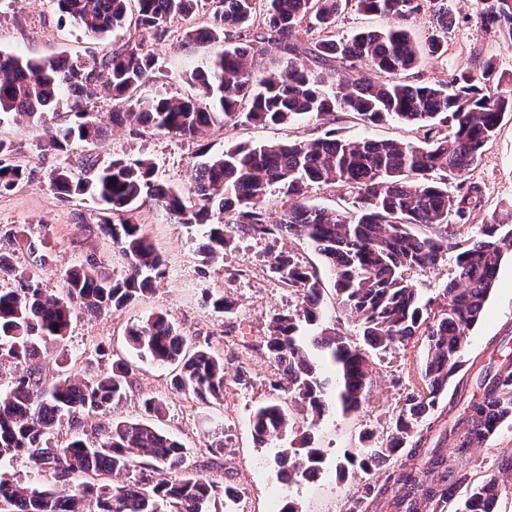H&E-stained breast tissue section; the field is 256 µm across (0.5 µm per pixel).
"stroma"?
Listing matches in <instances>:
<instances>
[{"mask_svg":"<svg viewBox=\"0 0 512 512\" xmlns=\"http://www.w3.org/2000/svg\"><path fill=\"white\" fill-rule=\"evenodd\" d=\"M455 8L457 21L447 34L446 52L426 59L416 70L415 79L441 81L450 74L474 70L487 58L493 59L498 72L512 76V53L500 49L492 36L481 32L473 0H456ZM211 13L209 6H202L190 18L176 23L166 41L155 44L157 70L144 88L146 94L197 95L198 89L188 76L209 63L215 48L203 45L183 49L179 43L186 28L207 27ZM140 37L141 31L131 19L115 32L113 40L101 41L60 15L54 0H0V49L7 52L23 56L64 54L87 61L106 53L113 41ZM69 110V101L63 99L44 122L0 124V139L16 144L19 158L31 172L28 182L18 190L0 196V232L24 224L33 236L43 240L47 254L44 265L34 266L32 258L22 251L15 253L14 264L20 269L36 270L51 294L62 293L66 269L91 255L102 262L112 278H122L126 270V260L119 249L97 227L95 205L86 200L61 204L48 188V174L57 164H70L75 176L85 174L81 164L83 148L74 147L66 156L43 151L59 115ZM331 127L337 135L347 138L418 141L423 137L422 131L394 119L365 125L345 114ZM331 127L308 118L285 126L243 123L214 128L205 141L199 142L144 128L134 130L127 124L112 125L91 152L103 163L115 158L150 156L158 164L159 179L186 190L190 187L191 168L199 161L204 145L217 150L236 143L310 141L324 136ZM470 182L480 186L484 210L512 202V119L500 124L478 165L451 177L448 188L453 191L459 184ZM138 221L161 253L166 274L153 291L109 315H74L66 337L69 371L82 372L89 361L97 359L100 348L109 354L108 359L100 361L102 367H109L111 360L117 358L133 362L136 386L115 407V415L144 419L142 396L162 399L165 412L161 426L184 444L187 465L201 467L211 460L212 448L222 447V465L211 470L210 475L239 488L240 512H277L280 505L288 502L299 512H352L364 483L382 481L383 476L358 472L342 478L336 473V465L348 449L358 446L361 436H371L376 444H384L406 395L422 383V343L413 340L374 356L371 385L356 411L345 414L332 408L313 424L304 412L292 409L291 429L312 433L315 446L324 452V471L309 481L287 479L281 476L275 462L283 441L257 443L249 424L253 409L273 397L270 380L281 374L261 346L269 316L294 309L298 302L294 292L267 276V264L272 254L285 251L301 264L316 269L325 288V321L336 324L345 335L357 337V326L336 300L329 268L306 240L297 236L244 239L225 252L223 262L208 266L202 261L199 227L176 223L149 203L139 209ZM216 294L235 300L232 317L213 310L209 298ZM157 312L166 313L193 345L222 356L227 377L245 372L247 385H229L223 400L210 404L176 392L170 385L169 368L138 358L126 341L129 327L145 322ZM510 333L512 250L506 252L500 266L485 318L470 332L468 358L489 362L493 356L492 340ZM451 461L476 483L512 474V422L502 424L482 447L470 449L461 457L452 456Z\"/></svg>","mask_w":512,"mask_h":512,"instance_id":"1","label":"stroma"}]
</instances>
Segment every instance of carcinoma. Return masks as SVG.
<instances>
[{
	"instance_id": "obj_1",
	"label": "carcinoma",
	"mask_w": 512,
	"mask_h": 512,
	"mask_svg": "<svg viewBox=\"0 0 512 512\" xmlns=\"http://www.w3.org/2000/svg\"><path fill=\"white\" fill-rule=\"evenodd\" d=\"M131 0H56L62 15L100 40L123 27ZM202 0H137L136 27L156 41L169 26L189 18ZM359 9L391 16L384 31L336 37V19L349 0H218L207 29L188 28L181 45H217L209 66L189 74L200 97H158L142 91L156 57L141 40L125 41L99 58L78 63L65 55L23 57L0 50V124L38 122L65 96L72 111L46 143L63 154L75 143L96 145L107 125L87 110L85 99L99 86L128 105L110 115L129 124L192 140L216 126L241 120L281 125L309 116L330 122L350 112L374 124L395 119L424 130L416 143L352 139L329 130L309 142L234 144L204 153L192 167L184 192L157 177L151 157L117 158L106 165L88 154L90 175L75 178L68 166L49 172L48 187L69 205L90 199L100 205L98 227L127 258L121 279L88 259L64 273V295L47 293L41 283L14 266L12 253L39 254L29 230L19 224L0 235V276L13 287L0 288V366L14 367L10 384L0 388V464L27 457L33 472L51 481L34 486L0 478V512H236L241 494L197 468L185 466V448L150 422L112 417L84 432V420L105 418L132 389L134 372L123 359L108 371L48 378L43 348L52 341L66 357L65 339L73 315L108 314L151 290L164 274V262L137 222L147 202L180 224L198 226L205 243L203 263L216 264L243 238L302 236L329 267L337 300L360 328L362 344L323 320V282L317 271L289 253L271 257L268 272L298 294L296 308L271 315L264 346L284 376L271 383L282 396L257 407L253 429L281 439L295 403L312 420L321 419L331 399L343 411L360 407L371 382L370 353L420 337L425 343L423 386L409 393L393 418L386 444L368 436L336 465L341 473L358 468L369 474L400 460L383 483H367L358 508L372 504L385 512H421V504L447 500L454 474L447 437L462 455L483 444L505 421H512V357L506 356L469 379L461 374L471 328L486 314L504 249L512 248V204L480 215L479 188L454 195L448 178L478 163L505 118L512 119V85L490 59L476 72H460L446 82L408 80L424 56L446 52L443 35L456 23L454 0H431L438 35L419 43L404 25L424 0H356ZM482 31L512 51V0H476ZM262 24L255 25L256 18ZM312 22L318 38L306 48L291 41L295 29ZM268 48L284 54L281 68L257 76L253 58ZM337 77L329 82L316 68ZM14 146L0 139V196L15 191L30 171L16 161ZM313 186L347 189L353 206L328 210L307 202ZM281 194L282 214L272 224L266 204L271 190ZM458 221L481 218L475 235L460 240ZM426 227L428 234L417 229ZM454 250L455 275L442 292L422 300L412 272L436 268ZM138 356L178 373L173 388L208 402L224 399V358L193 347L168 319L155 313L127 331ZM329 367L326 374L323 367ZM67 420L75 434L62 446L52 428ZM295 446L277 452L288 478L320 471L323 452L307 433ZM151 460L149 470L129 482L134 457ZM505 480L490 477L467 495L462 512H494Z\"/></svg>"
}]
</instances>
